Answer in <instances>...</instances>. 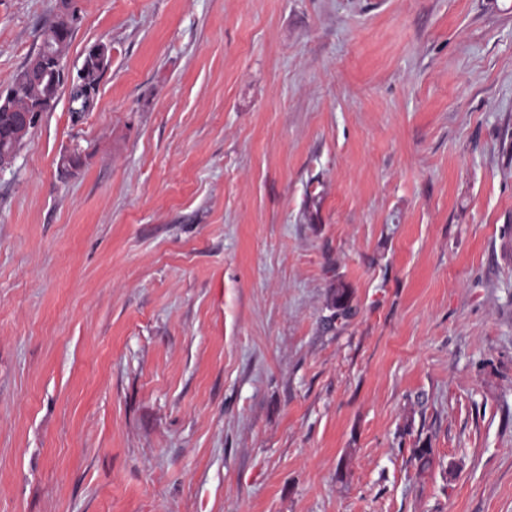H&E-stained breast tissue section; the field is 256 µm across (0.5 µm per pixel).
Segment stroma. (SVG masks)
I'll return each instance as SVG.
<instances>
[{
	"instance_id": "obj_1",
	"label": "stroma",
	"mask_w": 512,
	"mask_h": 512,
	"mask_svg": "<svg viewBox=\"0 0 512 512\" xmlns=\"http://www.w3.org/2000/svg\"><path fill=\"white\" fill-rule=\"evenodd\" d=\"M78 7L111 64L0 174V512H512V0ZM331 304L336 309V312H334L333 317L329 321L348 319L353 313L351 291L343 284H337L336 289L332 293Z\"/></svg>"
}]
</instances>
